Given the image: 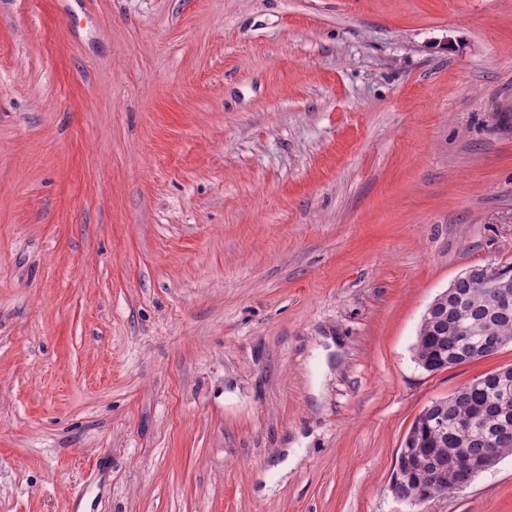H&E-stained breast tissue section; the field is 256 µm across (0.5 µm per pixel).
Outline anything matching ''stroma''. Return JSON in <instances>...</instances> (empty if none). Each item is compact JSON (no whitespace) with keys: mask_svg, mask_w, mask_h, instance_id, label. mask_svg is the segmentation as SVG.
Listing matches in <instances>:
<instances>
[{"mask_svg":"<svg viewBox=\"0 0 512 512\" xmlns=\"http://www.w3.org/2000/svg\"><path fill=\"white\" fill-rule=\"evenodd\" d=\"M509 263L512 0H0V512H512L391 491ZM484 267L486 266H472L470 268L472 270L470 275H468L469 269L453 280L448 286V291H446V298L448 295V300L455 297L453 289L457 281L463 275H468L457 286L459 292L458 299L453 303L447 301V308L441 313L445 314V316L448 314V327L455 324L470 327L477 334L472 337L471 342L478 341V338L481 337L478 334L481 333L483 326L488 322L494 323L501 336L512 341V265L497 266L501 277L511 280V282L504 281L499 276L496 268H485L486 288L502 302L505 308L511 305L508 309L503 308L500 301L490 295L486 288H484L482 280V268ZM433 330V324L427 322L416 337L413 350L421 361L430 365V361L433 359L451 358L455 356L451 351L464 349L463 347L456 349L446 348L445 350Z\"/></svg>","mask_w":512,"mask_h":512,"instance_id":"1","label":"stroma"}]
</instances>
